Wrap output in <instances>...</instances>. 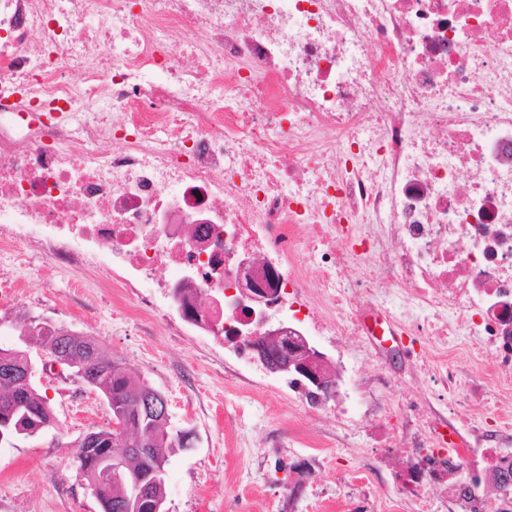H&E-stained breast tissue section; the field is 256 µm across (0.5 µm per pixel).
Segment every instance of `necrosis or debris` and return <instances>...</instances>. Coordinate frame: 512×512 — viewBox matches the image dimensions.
I'll list each match as a JSON object with an SVG mask.
<instances>
[{
	"label": "necrosis or debris",
	"instance_id": "4bbe7bcc",
	"mask_svg": "<svg viewBox=\"0 0 512 512\" xmlns=\"http://www.w3.org/2000/svg\"><path fill=\"white\" fill-rule=\"evenodd\" d=\"M30 250L161 325L248 259L271 319L354 334L369 298L512 401V0H0V256ZM460 429L456 512H512V413Z\"/></svg>",
	"mask_w": 512,
	"mask_h": 512
}]
</instances>
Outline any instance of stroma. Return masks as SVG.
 <instances>
[{
    "mask_svg": "<svg viewBox=\"0 0 512 512\" xmlns=\"http://www.w3.org/2000/svg\"><path fill=\"white\" fill-rule=\"evenodd\" d=\"M18 288L0 294V344L17 343V327L37 318L94 337L167 400L170 425L193 432L194 445L169 453L165 466L167 512H383L388 492L404 482L408 437L416 421L407 401L423 413L458 423L467 395H483V425L497 427L496 398L487 364L462 356L453 364L459 400L449 411L436 401V376L418 369L424 337L379 343L365 333L314 337L327 357L337 351L354 362L361 393L356 422L298 406L287 377L248 373L220 336H174L118 301L103 272L78 266L49 268L33 253L23 265L0 261ZM34 381L56 416L33 437L0 443V512H100L78 476L75 443L109 426L106 400L71 369L36 370ZM364 472L365 485L351 482ZM302 484L290 497L293 484Z\"/></svg>",
    "mask_w": 512,
    "mask_h": 512,
    "instance_id": "obj_1",
    "label": "stroma"
}]
</instances>
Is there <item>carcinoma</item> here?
I'll return each instance as SVG.
<instances>
[{
	"label": "carcinoma",
	"mask_w": 512,
	"mask_h": 512,
	"mask_svg": "<svg viewBox=\"0 0 512 512\" xmlns=\"http://www.w3.org/2000/svg\"><path fill=\"white\" fill-rule=\"evenodd\" d=\"M40 348L41 354L49 357L61 339L72 346L70 354L71 369L80 381H85L82 374L83 348L86 339L76 336L69 330L47 323L36 325L27 331ZM97 368L105 372L98 384L91 389L98 392L107 401L112 418L122 419L129 426L133 435L144 436L149 442L148 455L131 456L126 460V471L130 475L141 476L151 487L154 499H165V463L166 452L174 448L185 447L180 431H174L169 423L159 418L138 420V406L142 398L154 388L147 382L130 381L123 364L103 347L97 348ZM0 365L10 366L24 373L35 366L29 350L18 345L10 348L0 346ZM55 424V415L46 397L38 390L34 381L23 384L14 379L0 377V441L16 435L33 436L40 430ZM93 437L99 448H117L120 442L113 431L108 428L86 433L76 444L78 450L87 447L88 437ZM101 512H116L115 506L127 503L123 512H147L146 503L132 499L127 485L112 486L98 497Z\"/></svg>",
	"instance_id": "1"
}]
</instances>
